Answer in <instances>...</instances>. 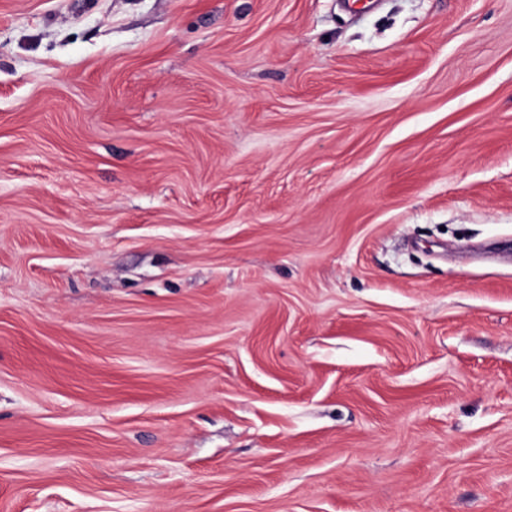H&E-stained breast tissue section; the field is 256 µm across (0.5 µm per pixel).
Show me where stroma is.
<instances>
[{
	"label": "stroma",
	"instance_id": "35a3bbf8",
	"mask_svg": "<svg viewBox=\"0 0 512 512\" xmlns=\"http://www.w3.org/2000/svg\"><path fill=\"white\" fill-rule=\"evenodd\" d=\"M0 512H512V0H0Z\"/></svg>",
	"mask_w": 512,
	"mask_h": 512
}]
</instances>
